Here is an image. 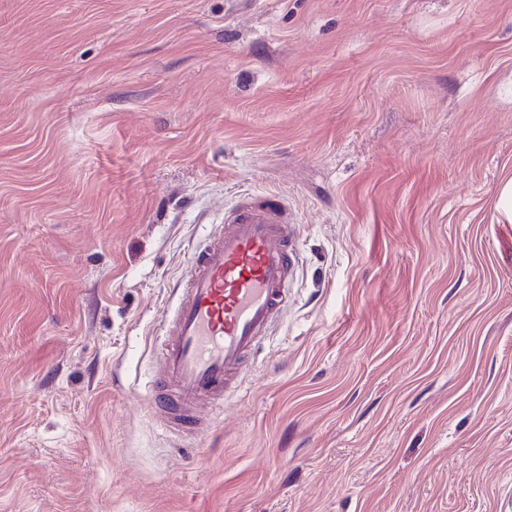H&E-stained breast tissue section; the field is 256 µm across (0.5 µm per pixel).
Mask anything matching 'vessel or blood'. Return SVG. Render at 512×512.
Segmentation results:
<instances>
[{"label":"vessel or blood","mask_w":512,"mask_h":512,"mask_svg":"<svg viewBox=\"0 0 512 512\" xmlns=\"http://www.w3.org/2000/svg\"><path fill=\"white\" fill-rule=\"evenodd\" d=\"M294 256L288 204L277 193L225 212L220 229L194 248L150 383V411L170 431L209 428L201 407L221 417L225 395L288 302Z\"/></svg>","instance_id":"vessel-or-blood-1"}]
</instances>
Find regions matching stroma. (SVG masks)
I'll return each instance as SVG.
<instances>
[{"label": "stroma", "mask_w": 512, "mask_h": 512, "mask_svg": "<svg viewBox=\"0 0 512 512\" xmlns=\"http://www.w3.org/2000/svg\"><path fill=\"white\" fill-rule=\"evenodd\" d=\"M512 0H0V512H512ZM294 216L224 417L147 410L190 253Z\"/></svg>", "instance_id": "35a3bbf8"}]
</instances>
